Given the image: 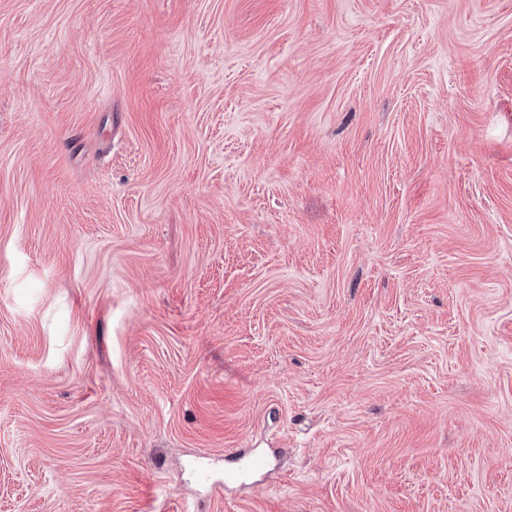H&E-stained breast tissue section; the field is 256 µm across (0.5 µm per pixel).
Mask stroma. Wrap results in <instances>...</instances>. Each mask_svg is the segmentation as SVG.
Here are the masks:
<instances>
[{"label":"stroma","mask_w":512,"mask_h":512,"mask_svg":"<svg viewBox=\"0 0 512 512\" xmlns=\"http://www.w3.org/2000/svg\"><path fill=\"white\" fill-rule=\"evenodd\" d=\"M0 512H512V0H0ZM266 461L261 456H249L239 462L238 466L225 473L224 480L226 483H243L252 473L263 469Z\"/></svg>","instance_id":"35a3bbf8"}]
</instances>
